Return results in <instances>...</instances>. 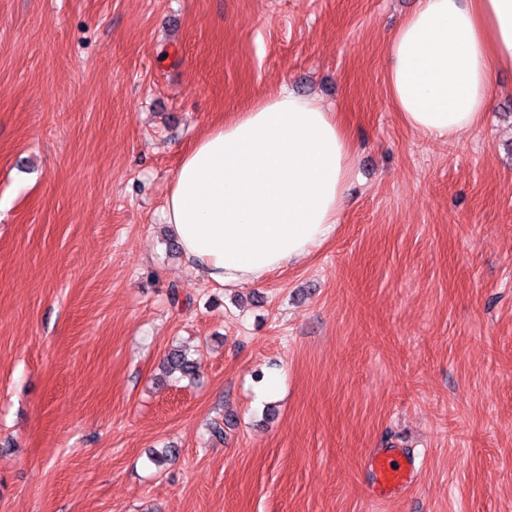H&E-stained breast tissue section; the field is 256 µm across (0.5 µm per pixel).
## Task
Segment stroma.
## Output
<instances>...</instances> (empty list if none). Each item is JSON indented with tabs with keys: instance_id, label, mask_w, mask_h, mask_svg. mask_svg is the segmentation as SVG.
<instances>
[{
	"instance_id": "obj_1",
	"label": "stroma",
	"mask_w": 512,
	"mask_h": 512,
	"mask_svg": "<svg viewBox=\"0 0 512 512\" xmlns=\"http://www.w3.org/2000/svg\"><path fill=\"white\" fill-rule=\"evenodd\" d=\"M415 2L0 0V512H512V71L478 127L405 126ZM285 89L343 118L351 201L261 286L203 281L175 171ZM180 345L197 380L157 382ZM383 450L418 475L376 501Z\"/></svg>"
}]
</instances>
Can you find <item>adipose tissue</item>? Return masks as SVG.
<instances>
[{
  "instance_id": "1",
  "label": "adipose tissue",
  "mask_w": 512,
  "mask_h": 512,
  "mask_svg": "<svg viewBox=\"0 0 512 512\" xmlns=\"http://www.w3.org/2000/svg\"><path fill=\"white\" fill-rule=\"evenodd\" d=\"M387 55V96L405 126L453 139L483 121L497 72L512 70V0H417ZM356 157L318 99L262 97L182 157L164 216L197 275L258 287L332 236Z\"/></svg>"
}]
</instances>
